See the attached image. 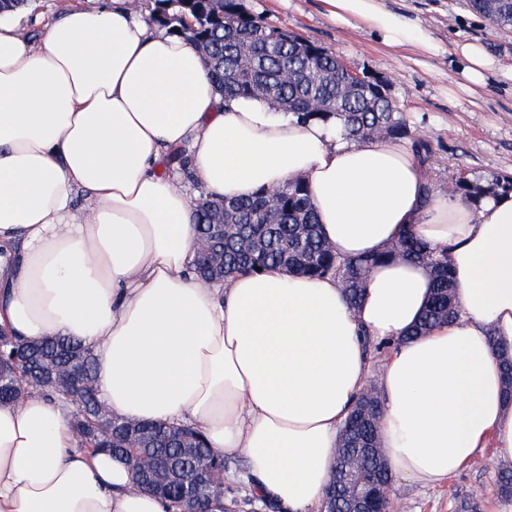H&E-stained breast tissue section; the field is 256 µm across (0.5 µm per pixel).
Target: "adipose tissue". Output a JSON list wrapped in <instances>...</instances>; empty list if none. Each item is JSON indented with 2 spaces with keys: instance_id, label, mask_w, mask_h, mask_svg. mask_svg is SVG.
<instances>
[{
  "instance_id": "1",
  "label": "adipose tissue",
  "mask_w": 512,
  "mask_h": 512,
  "mask_svg": "<svg viewBox=\"0 0 512 512\" xmlns=\"http://www.w3.org/2000/svg\"><path fill=\"white\" fill-rule=\"evenodd\" d=\"M324 3L386 45L432 46L382 0ZM453 53L474 92L501 68L477 41ZM174 147L213 198L303 178L336 255L382 258L359 305L334 278L278 267L200 283L194 206L157 169ZM408 233L447 251L460 309L416 338L431 269L385 256ZM1 325L79 339L112 414L242 454L256 495L285 512H320L340 426L369 381V338L390 345L380 435L394 475L435 486L485 448L512 464V195L468 204L430 189L402 142L341 140L331 124L225 99L200 51L128 0L69 10L36 43L0 21ZM0 512L173 509L134 490L120 460L81 448L62 402L26 395L0 405Z\"/></svg>"
}]
</instances>
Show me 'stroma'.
I'll return each mask as SVG.
<instances>
[{"mask_svg": "<svg viewBox=\"0 0 512 512\" xmlns=\"http://www.w3.org/2000/svg\"><path fill=\"white\" fill-rule=\"evenodd\" d=\"M100 0H28L13 12L24 34L38 40L46 25L65 11L93 7ZM244 8L272 26L317 43L357 72L387 81L389 93L416 135L429 139L430 184L451 192L456 177L489 181L512 174V30L490 26L465 0H383L408 21L427 28L435 48L389 47L372 32L331 20L322 0H242ZM454 41H478L503 65L479 95L461 89L459 65L449 55ZM490 449L440 485L422 486L401 479L393 483L399 512H494L503 477L512 465H492ZM224 498L235 512H272L244 477V460L224 458Z\"/></svg>", "mask_w": 512, "mask_h": 512, "instance_id": "1", "label": "stroma"}]
</instances>
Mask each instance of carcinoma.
<instances>
[{"mask_svg": "<svg viewBox=\"0 0 512 512\" xmlns=\"http://www.w3.org/2000/svg\"><path fill=\"white\" fill-rule=\"evenodd\" d=\"M467 5L493 26L512 27V0H467ZM239 6L240 0H156L152 21L202 49L217 90L224 96L261 98L285 107V112L299 120H334L336 132L345 140L360 142L373 136L406 139L411 141L418 162L427 163L432 143L413 135L402 112L379 95L383 80L367 76L361 84L351 83L339 64V55L294 34L283 39L278 28L261 17L241 16ZM245 38L256 52L249 66L239 62L238 49ZM312 99L321 101L323 111L309 109ZM490 193H512V176H498L487 186L467 176L455 182L454 194L471 203ZM193 206L200 238L223 251L226 278L239 271L274 266L310 277L329 275L336 278L355 307L361 301L367 270L378 262L376 258L336 256L321 235L308 187L301 178L250 199L213 200L202 195ZM220 210L231 223L224 225L223 241L214 242L211 224ZM393 251L427 263L433 274L432 294L413 335L456 319L459 309L448 254L429 249L410 233ZM71 367L83 375L80 404L71 422L81 447L127 461L136 489L144 487L142 474L154 470L157 463L177 462L179 469L166 470L161 495L178 509L184 506L191 473L203 468L211 476L200 491L215 504L224 502V456L209 448L201 434L187 427L132 422L112 415L95 389L93 353L80 341L52 336L30 344L0 329V403L25 394L68 402L72 390L64 373ZM379 414V392L371 383L349 417L355 428L342 429L330 483L345 476L357 482L371 476L389 479L384 448L368 454L356 450L366 441L378 442ZM115 428L126 433L127 447H116Z\"/></svg>", "mask_w": 512, "mask_h": 512, "instance_id": "obj_1", "label": "carcinoma"}]
</instances>
